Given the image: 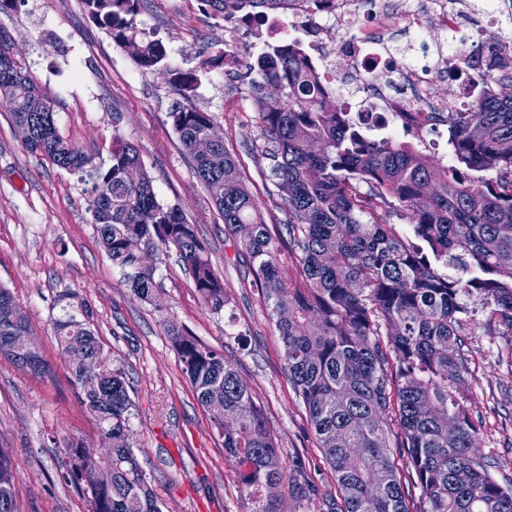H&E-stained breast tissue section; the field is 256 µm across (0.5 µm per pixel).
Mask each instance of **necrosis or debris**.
<instances>
[{"label":"necrosis or debris","instance_id":"1","mask_svg":"<svg viewBox=\"0 0 512 512\" xmlns=\"http://www.w3.org/2000/svg\"><path fill=\"white\" fill-rule=\"evenodd\" d=\"M427 17H420L411 0H379L369 23L359 20L358 0H285L282 13L263 14L255 29L233 22L234 32L250 52L261 48V39L287 43L296 30L284 15L302 19L304 34L314 51L305 66L323 95L336 97L344 111L353 113L366 137H398L405 132L398 116L403 112H466L478 89L475 69L461 65L470 46L458 35L470 13L469 0H428ZM445 32L442 41L429 35L430 25ZM335 27V44L321 41L324 27ZM411 36L410 49L392 41L393 31ZM461 80L463 92L455 101L440 102L430 96V85L439 76Z\"/></svg>","mask_w":512,"mask_h":512}]
</instances>
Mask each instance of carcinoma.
I'll return each instance as SVG.
<instances>
[{"mask_svg":"<svg viewBox=\"0 0 512 512\" xmlns=\"http://www.w3.org/2000/svg\"><path fill=\"white\" fill-rule=\"evenodd\" d=\"M201 2L215 17L230 11L249 22L259 18L258 9L279 0ZM84 3L140 66H164L163 42L136 27L143 0ZM305 56L299 41L272 44L246 64L258 83L288 89L284 100L260 98L255 144L270 161L280 192L283 229L275 235L224 143L206 155L194 152L212 115L187 105L168 117L270 303L288 378L336 475L345 512H410L389 446L393 422L426 504L422 512H512V482L493 479L488 459L472 454L479 428L465 403L467 367L461 356L464 337L475 325L471 300L482 305L486 324L512 335V95L485 91L471 112L420 115L423 124L448 125L453 160L442 166L414 142L365 138L351 113L329 106L301 83L297 68ZM473 66L494 76L496 85L512 87V56L503 52L500 38ZM0 106L14 124L29 127V151L86 174L102 246L124 269L138 299L152 300L157 267H139L133 246L158 256L173 248L205 307L224 311V283L197 225L178 206L158 199L136 149L115 137L110 164H95L59 134L54 103L1 39ZM129 167L139 170L133 184L125 178ZM397 211L411 221L413 238L390 223ZM284 246L295 255L294 272L279 259ZM19 310L0 284V356L15 365L29 357L38 364L33 374L43 376L49 368L40 352L13 349ZM55 335L81 406L112 442V486H97L83 471L81 443L74 440L64 451L61 478L84 490L88 512H163L128 443L135 404L125 369L112 362L88 319L66 310L55 321ZM171 340L201 406L223 409V421L212 426L252 499V512H278L269 488L284 480V467L251 390L223 351L177 328ZM79 351L100 366L102 381L95 389L83 386ZM450 417L458 424L451 439ZM462 467L470 470L466 482L455 476ZM0 512H17L7 448H0Z\"/></svg>","mask_w":512,"mask_h":512,"instance_id":"carcinoma-1","label":"carcinoma"}]
</instances>
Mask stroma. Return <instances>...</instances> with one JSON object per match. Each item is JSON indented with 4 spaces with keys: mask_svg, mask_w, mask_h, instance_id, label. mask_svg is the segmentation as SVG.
<instances>
[{
    "mask_svg": "<svg viewBox=\"0 0 512 512\" xmlns=\"http://www.w3.org/2000/svg\"><path fill=\"white\" fill-rule=\"evenodd\" d=\"M136 21L163 41L173 68L196 73L190 99L168 75L141 67L93 22L82 0H13L0 10V38L54 100L66 140L105 164L113 137L138 149L158 198L198 225L230 305L218 315L208 311L173 251L158 265L152 301L136 298L101 245L86 184L27 151L0 109V284L12 291L51 367L37 378L0 357V446L11 449L16 465L17 512H87L83 493L63 482L58 467L71 439L101 445L99 426L77 399L54 334L53 323L69 304L87 305L105 350L128 374L135 403L130 443L163 512L251 510L235 464L182 371L169 338L175 327L223 350L261 405L285 468L281 512H302L305 477L314 486L315 512H332L343 505L336 477L288 379L268 303L168 117L185 101L212 115L275 228L283 219L278 190L267 175L268 160L250 146L260 136L259 96L278 98L283 91L274 84L254 88L243 66L231 75L220 65L202 68L219 53L244 58L248 52L229 23L206 14L200 0H146ZM475 319V334L463 348L466 405L481 423L473 453L491 460L490 473L502 483L512 480V337L485 327L484 314Z\"/></svg>",
    "mask_w": 512,
    "mask_h": 512,
    "instance_id": "obj_1",
    "label": "stroma"
}]
</instances>
